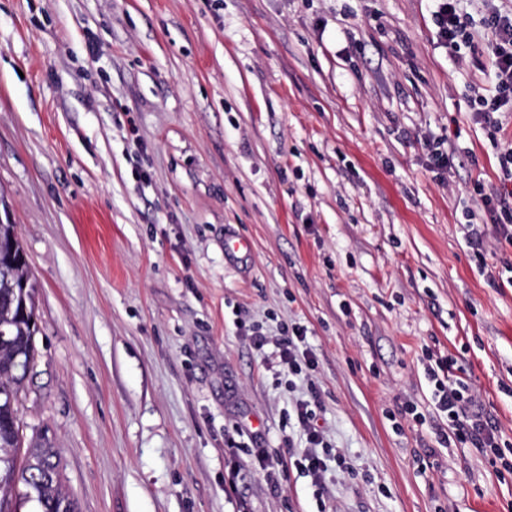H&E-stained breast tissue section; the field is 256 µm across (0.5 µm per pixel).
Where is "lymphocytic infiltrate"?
<instances>
[{
	"label": "lymphocytic infiltrate",
	"mask_w": 512,
	"mask_h": 512,
	"mask_svg": "<svg viewBox=\"0 0 512 512\" xmlns=\"http://www.w3.org/2000/svg\"><path fill=\"white\" fill-rule=\"evenodd\" d=\"M492 33L487 47L488 59L495 77V92L480 96L474 116L487 130L489 136H497L505 124V116L512 112V11L492 10L485 19ZM499 184L496 190L482 195L480 209L483 220L467 224L466 239L473 248L484 245L487 236L512 245V146L497 144ZM307 334L299 324H286L280 335L270 337L260 331H252L250 340L257 353H264L267 346H275L277 365L295 376L315 370L314 355L305 343ZM425 374L433 385L431 401L444 427L437 432L439 444L453 443L487 452L499 448L502 434L495 421L478 405L471 386L455 373V360L448 356H434L425 350ZM317 397L296 400L293 412L296 417L303 447L294 449L288 458L282 459L261 453L250 465L261 472L267 482H274L276 474L284 466L294 467L310 477L314 486L326 481L330 468L346 470L347 462L341 454L333 453L318 424Z\"/></svg>",
	"instance_id": "lymphocytic-infiltrate-1"
}]
</instances>
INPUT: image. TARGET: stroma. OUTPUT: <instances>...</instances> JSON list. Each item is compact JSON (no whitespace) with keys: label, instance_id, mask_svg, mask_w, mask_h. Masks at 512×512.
<instances>
[{"label":"stroma","instance_id":"stroma-1","mask_svg":"<svg viewBox=\"0 0 512 512\" xmlns=\"http://www.w3.org/2000/svg\"><path fill=\"white\" fill-rule=\"evenodd\" d=\"M492 6L459 0L474 43L451 50L435 0H0V221L40 328L20 418L77 512H512V474L438 446L423 365L457 358L512 459V286L464 229L497 185L470 108ZM283 322L313 378L252 348ZM312 384L348 471L234 470L287 456ZM408 404L425 421L394 426ZM248 464V462H246ZM287 461L279 457H272L267 454L261 453L255 456V459L249 461V466L261 472L262 476L271 485H277L275 480L276 474L280 471Z\"/></svg>","mask_w":512,"mask_h":512}]
</instances>
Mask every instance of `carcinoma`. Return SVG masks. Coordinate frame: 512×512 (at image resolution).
Wrapping results in <instances>:
<instances>
[{
  "label": "carcinoma",
  "instance_id": "cac0c4a2",
  "mask_svg": "<svg viewBox=\"0 0 512 512\" xmlns=\"http://www.w3.org/2000/svg\"><path fill=\"white\" fill-rule=\"evenodd\" d=\"M0 512H21L34 502L37 512H76L62 481L60 460L45 436L25 442L19 403L35 366L37 285L14 224L0 222Z\"/></svg>",
  "mask_w": 512,
  "mask_h": 512
}]
</instances>
